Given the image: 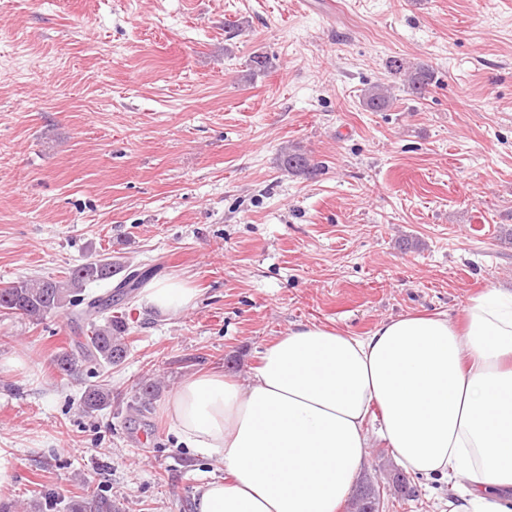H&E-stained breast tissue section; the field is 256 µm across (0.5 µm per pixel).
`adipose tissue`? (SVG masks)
I'll return each mask as SVG.
<instances>
[{"instance_id":"1","label":"adipose tissue","mask_w":512,"mask_h":512,"mask_svg":"<svg viewBox=\"0 0 512 512\" xmlns=\"http://www.w3.org/2000/svg\"><path fill=\"white\" fill-rule=\"evenodd\" d=\"M196 297L168 279L141 302L167 316ZM166 413L182 444L224 467L198 487L196 512H338L376 437L409 470L465 486L448 512H512V289L470 297L459 323L404 315L365 336L297 326L247 382L192 376Z\"/></svg>"}]
</instances>
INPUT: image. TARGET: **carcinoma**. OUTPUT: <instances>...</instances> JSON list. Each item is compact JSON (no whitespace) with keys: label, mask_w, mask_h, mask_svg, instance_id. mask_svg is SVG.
<instances>
[{"label":"carcinoma","mask_w":512,"mask_h":512,"mask_svg":"<svg viewBox=\"0 0 512 512\" xmlns=\"http://www.w3.org/2000/svg\"><path fill=\"white\" fill-rule=\"evenodd\" d=\"M387 72L401 82L406 93L422 98L434 82V71L426 64L412 63L404 58L392 57L386 62ZM362 102L371 112H385L393 105L389 89L381 84L364 91ZM281 167L290 174L307 179L317 177L321 166L299 149H290L280 158ZM119 271L111 258H101L70 270L60 279L34 278L18 280L0 285V313L21 316L38 322L58 311H71L87 325L82 354L85 358L106 366L118 365L127 356L128 345L123 337L124 325L112 319V294L90 295L84 293L86 284L109 280ZM144 279V274L135 270L126 273L116 284L122 293H130ZM105 323H99V318ZM160 389V382L149 380L139 387V396L131 408L137 412L145 410ZM112 405V392L102 385L87 387L80 398V406L87 414ZM64 512H117L112 499L93 491L74 497L63 503L51 491L38 493L37 497L24 504L0 503V512H52L58 506Z\"/></svg>","instance_id":"obj_1"}]
</instances>
